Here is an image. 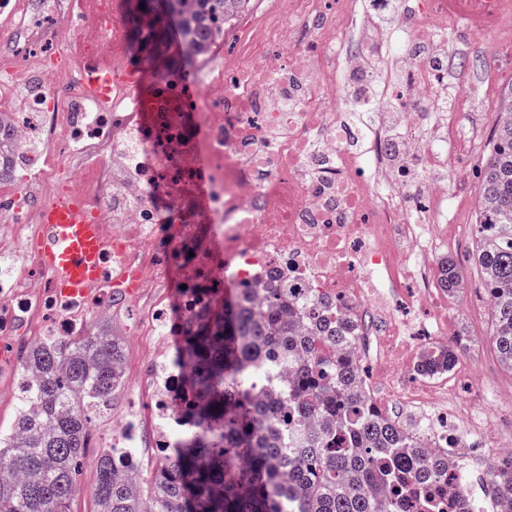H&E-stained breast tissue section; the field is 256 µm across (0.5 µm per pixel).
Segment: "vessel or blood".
<instances>
[{
	"label": "vessel or blood",
	"instance_id": "obj_1",
	"mask_svg": "<svg viewBox=\"0 0 512 512\" xmlns=\"http://www.w3.org/2000/svg\"><path fill=\"white\" fill-rule=\"evenodd\" d=\"M461 13L481 10L492 16L512 12V0H453ZM144 64L124 63L112 68L97 62L86 63L84 84L103 111H111L113 88L135 89L141 85ZM47 235L40 242L36 261L50 268L54 286L64 297L77 298L87 294L102 276L101 260L107 238L97 215L88 209L83 197L45 204L40 212Z\"/></svg>",
	"mask_w": 512,
	"mask_h": 512
}]
</instances>
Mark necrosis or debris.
<instances>
[{"instance_id": "1", "label": "necrosis or debris", "mask_w": 512, "mask_h": 512, "mask_svg": "<svg viewBox=\"0 0 512 512\" xmlns=\"http://www.w3.org/2000/svg\"><path fill=\"white\" fill-rule=\"evenodd\" d=\"M401 3L412 16L398 18L391 51L404 70L362 129L343 107L357 0H271L235 18L220 76L201 74L193 96L166 76L150 93L120 96L110 112L82 93L80 72H69L61 86L55 71L27 63L50 29L76 30L65 0H55L50 27L28 17L27 0H0L25 32L14 64L0 62V93L37 89L26 111L4 119L19 160L43 189L38 198L12 192L0 206V223L14 225L20 248L28 249L46 233L31 215L59 185L78 189L75 181H60V166L102 164L110 188L85 199L112 240L102 283L82 298L58 297L52 272L39 264L1 268L0 327L36 313L41 335L68 341L87 334L89 316L111 321L113 297L137 301V289L167 287L173 272L183 285L176 300H158L139 314L147 334L162 342L231 284L272 283L300 297L327 296L362 324L355 348L373 405L425 446L447 450L451 469L461 464L460 449H468L477 474L463 487V502L504 512L481 475L512 440L499 419L459 401L455 383L468 369L464 359L438 378L418 374L424 353L447 348L453 336L435 268L458 222L459 200L447 180L458 160L478 155L484 143L464 123L465 97L453 96L435 114L427 107L448 80L449 43L478 41L490 64L504 29L473 24L443 0ZM36 141L43 152H33ZM402 147L431 157L444 180L412 196L390 165ZM202 153L204 167L197 162ZM188 398L183 372L171 359L157 362L148 411L130 401L107 447L133 462L148 435L157 452H167L181 425L174 408Z\"/></svg>"}]
</instances>
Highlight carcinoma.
<instances>
[{
  "label": "carcinoma",
  "mask_w": 512,
  "mask_h": 512,
  "mask_svg": "<svg viewBox=\"0 0 512 512\" xmlns=\"http://www.w3.org/2000/svg\"><path fill=\"white\" fill-rule=\"evenodd\" d=\"M126 23L162 55L179 34V55L205 54L251 0H161ZM481 159L474 262L490 299L500 364L512 371V87ZM440 284L456 297L464 280L441 261ZM357 319L327 298L296 300L286 288L250 289L189 317L175 363L198 396L179 407L190 433L132 471L102 449L95 512H463L466 470L448 474V453H430L371 407L359 360L346 354ZM458 349L431 356L424 371L451 368ZM277 357L292 371L274 398L258 397L257 370ZM126 348L108 323L71 342L38 341L20 366L29 379L14 427L0 431V512H70L93 414L124 379ZM485 480L512 502V455Z\"/></svg>",
  "instance_id": "obj_1"
}]
</instances>
